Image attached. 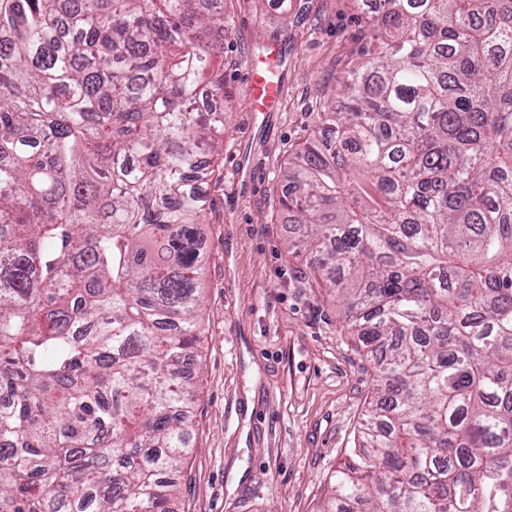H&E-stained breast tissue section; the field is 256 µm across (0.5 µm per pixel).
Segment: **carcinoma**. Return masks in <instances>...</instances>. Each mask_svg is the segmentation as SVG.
Returning a JSON list of instances; mask_svg holds the SVG:
<instances>
[{
	"label": "carcinoma",
	"mask_w": 512,
	"mask_h": 512,
	"mask_svg": "<svg viewBox=\"0 0 512 512\" xmlns=\"http://www.w3.org/2000/svg\"><path fill=\"white\" fill-rule=\"evenodd\" d=\"M358 0L279 199L377 362L320 512H512V0ZM224 0H0V512H170Z\"/></svg>",
	"instance_id": "1"
}]
</instances>
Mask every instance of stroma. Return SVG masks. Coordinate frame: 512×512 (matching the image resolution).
<instances>
[{"label":"stroma","mask_w":512,"mask_h":512,"mask_svg":"<svg viewBox=\"0 0 512 512\" xmlns=\"http://www.w3.org/2000/svg\"><path fill=\"white\" fill-rule=\"evenodd\" d=\"M224 158L207 198L197 401L174 512H320L374 397L376 371L278 206L289 151L368 47L353 0H226ZM280 45L276 111L246 108L251 59Z\"/></svg>","instance_id":"stroma-1"}]
</instances>
